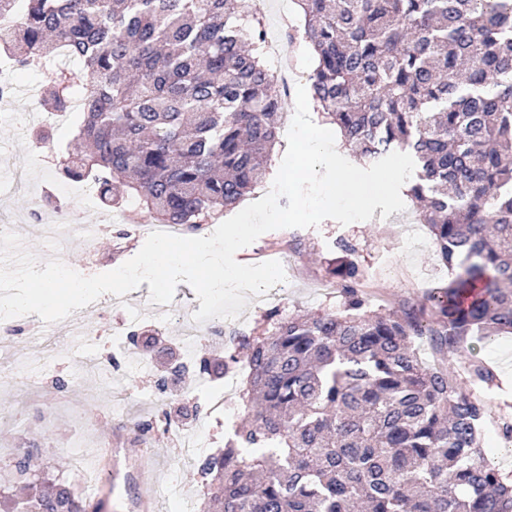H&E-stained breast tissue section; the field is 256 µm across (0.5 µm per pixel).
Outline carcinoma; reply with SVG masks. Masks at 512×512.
Returning <instances> with one entry per match:
<instances>
[{
	"label": "carcinoma",
	"mask_w": 512,
	"mask_h": 512,
	"mask_svg": "<svg viewBox=\"0 0 512 512\" xmlns=\"http://www.w3.org/2000/svg\"><path fill=\"white\" fill-rule=\"evenodd\" d=\"M246 0H0V45L47 72L46 111L81 95L84 154L63 171L119 209L194 231L266 182L281 125L274 75L254 55ZM314 52L312 96L374 163L407 152L406 192L448 285L426 303L371 309L355 246L332 269L343 310L279 319L254 340L245 423L201 458L207 512H512L485 456L480 360L448 354L512 335V0H293ZM426 338L428 364L414 347ZM6 512H86L73 485L29 480Z\"/></svg>",
	"instance_id": "carcinoma-1"
}]
</instances>
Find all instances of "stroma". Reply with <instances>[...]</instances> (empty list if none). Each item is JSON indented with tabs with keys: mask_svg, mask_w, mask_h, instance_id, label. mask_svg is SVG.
I'll return each mask as SVG.
<instances>
[{
	"mask_svg": "<svg viewBox=\"0 0 512 512\" xmlns=\"http://www.w3.org/2000/svg\"><path fill=\"white\" fill-rule=\"evenodd\" d=\"M13 111V119L0 120V210L15 219L29 216L30 195L17 190L10 175L11 170L21 169L29 172L35 188L73 195L80 221L98 220L108 213V206L98 195H81V183L67 180L57 163L60 154L72 149L76 126L50 131L53 151L37 155L30 149L33 128L26 123L24 104L15 103ZM155 223L152 214L136 211L134 223L113 225L112 236L95 245L79 239L67 243L62 260L86 276L110 271L138 253L147 237L146 226ZM342 240L357 249L365 271L363 290L374 308L423 304L432 289L448 282V269L436 257L427 226L407 222L402 212L349 225L327 219L313 228L266 232L240 249L236 260L243 264L288 260L294 270L288 280L274 287V296L266 305L244 308L236 336L221 343H204L202 355L211 363L207 376L211 385H220L223 375L246 368L250 342L271 330L274 319L341 309V282L330 274L329 265ZM149 294L144 283L120 299L122 311L135 312L141 318L136 330L137 342L149 357L144 369L130 370L117 380L104 372H87L76 360L70 343L73 321L93 326L106 314L112 321L121 319L122 311L107 312L106 301L101 298L56 324L54 345L59 357L54 372L64 380V388L41 392L0 382V413L7 417L0 425V475L11 471L17 458L28 453L33 474L80 484L72 451L90 435L108 448L132 444L147 453L143 466L132 477L106 483L112 512H132V500L142 486L154 484L171 493L201 490L198 461L180 454L176 433L186 422H203L204 411L185 398L183 380L170 373L181 359L177 338L182 321L199 310L200 302L185 283L177 286L173 301L167 305L151 303ZM473 358L489 365L498 382L484 395L488 409L485 454L505 475L512 476V443L498 432L499 426L512 423V335L477 344L471 354H451L448 361L460 371ZM162 380L167 390L157 404L151 395ZM143 420L154 421L155 427L149 435H136L135 429Z\"/></svg>",
	"mask_w": 512,
	"mask_h": 512,
	"instance_id": "1",
	"label": "stroma"
}]
</instances>
